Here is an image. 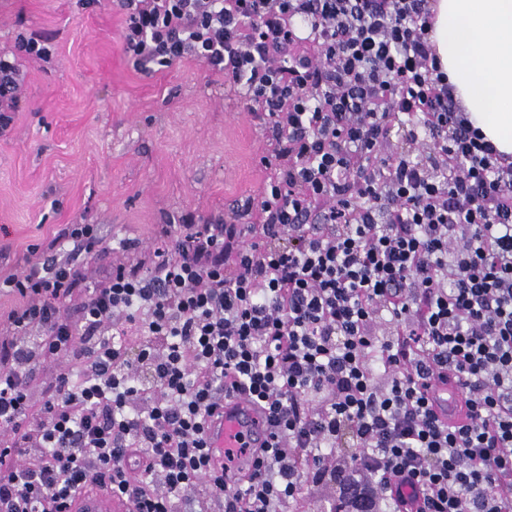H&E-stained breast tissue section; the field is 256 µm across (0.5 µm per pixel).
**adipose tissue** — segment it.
Masks as SVG:
<instances>
[{
    "mask_svg": "<svg viewBox=\"0 0 512 512\" xmlns=\"http://www.w3.org/2000/svg\"><path fill=\"white\" fill-rule=\"evenodd\" d=\"M434 42L473 128L512 156V0H436Z\"/></svg>",
    "mask_w": 512,
    "mask_h": 512,
    "instance_id": "adipose-tissue-1",
    "label": "adipose tissue"
}]
</instances>
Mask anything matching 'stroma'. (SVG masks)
Listing matches in <instances>:
<instances>
[{"instance_id":"obj_1","label":"stroma","mask_w":512,"mask_h":512,"mask_svg":"<svg viewBox=\"0 0 512 512\" xmlns=\"http://www.w3.org/2000/svg\"><path fill=\"white\" fill-rule=\"evenodd\" d=\"M117 0H0V50L37 35L50 62L29 59L15 112L0 126V267L44 262L66 224H93L106 246L149 244L158 225L220 224L257 193L268 145L258 119L195 59L144 74L123 49Z\"/></svg>"}]
</instances>
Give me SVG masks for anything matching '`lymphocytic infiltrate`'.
I'll return each mask as SVG.
<instances>
[{
	"label": "lymphocytic infiltrate",
	"instance_id": "obj_1",
	"mask_svg": "<svg viewBox=\"0 0 512 512\" xmlns=\"http://www.w3.org/2000/svg\"><path fill=\"white\" fill-rule=\"evenodd\" d=\"M434 0H120L142 71L191 57L258 114L251 224L161 225L94 279V225L0 272V512L104 484L133 512H512V160L472 129L431 42ZM0 55V112L18 59ZM416 128L388 153L390 126ZM453 378L455 415L430 385ZM267 412L228 481L205 425ZM337 494H329L327 485Z\"/></svg>",
	"mask_w": 512,
	"mask_h": 512
}]
</instances>
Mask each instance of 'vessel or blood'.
I'll list each match as a JSON object with an SVG mask.
<instances>
[{"instance_id": "1", "label": "vessel or blood", "mask_w": 512, "mask_h": 512, "mask_svg": "<svg viewBox=\"0 0 512 512\" xmlns=\"http://www.w3.org/2000/svg\"><path fill=\"white\" fill-rule=\"evenodd\" d=\"M208 437L217 452L232 449L236 457L233 467L255 465L262 456V447L269 441L266 413L256 402L238 397H228L224 407L208 422ZM133 506L121 494L111 489H99L81 497L71 512H132Z\"/></svg>"}]
</instances>
